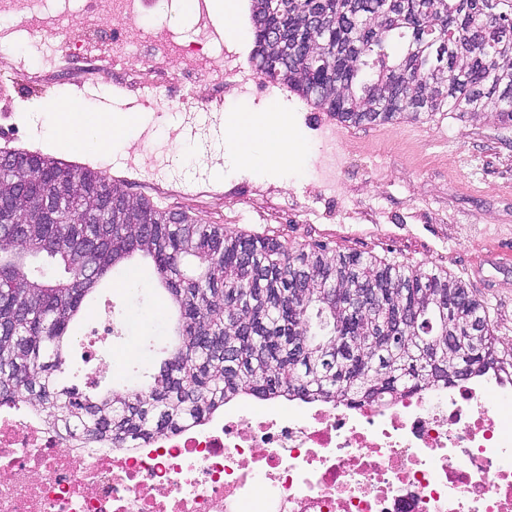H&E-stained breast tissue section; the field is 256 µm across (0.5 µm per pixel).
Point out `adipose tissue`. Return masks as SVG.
Wrapping results in <instances>:
<instances>
[{
    "instance_id": "adipose-tissue-1",
    "label": "adipose tissue",
    "mask_w": 512,
    "mask_h": 512,
    "mask_svg": "<svg viewBox=\"0 0 512 512\" xmlns=\"http://www.w3.org/2000/svg\"><path fill=\"white\" fill-rule=\"evenodd\" d=\"M32 109L51 118L46 135L54 145L65 149L105 154L115 148H132L137 143L133 132L136 118L130 112H55L46 102L34 103ZM293 143L294 131L287 113L277 109L226 113L224 168L215 177L223 179L228 171L287 173L297 157Z\"/></svg>"
}]
</instances>
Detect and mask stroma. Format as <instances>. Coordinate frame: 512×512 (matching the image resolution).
Here are the masks:
<instances>
[{
	"label": "stroma",
	"mask_w": 512,
	"mask_h": 512,
	"mask_svg": "<svg viewBox=\"0 0 512 512\" xmlns=\"http://www.w3.org/2000/svg\"><path fill=\"white\" fill-rule=\"evenodd\" d=\"M83 79L77 65L33 48L0 59V151L49 152L46 119L28 106L69 97ZM197 91L211 104L214 127L189 128L198 146L190 163L174 162L175 139L165 132L140 141L134 151L103 157L64 151L60 157L107 175L137 159L136 169L126 174L130 194L232 233L275 235L294 250L321 245L331 255L356 251L444 270L483 301L496 336L512 343V267L486 260L512 250V128L454 112L400 122L387 131L350 127L338 138L345 169L329 189L313 175L326 146L324 113L267 81L249 93L205 83ZM279 104L292 114L300 136L298 161L285 179L229 173L215 183L224 151L214 129L225 112H265ZM131 269L138 279L128 287ZM99 318L112 320V335H90V324ZM173 318L152 261L133 256L101 281L75 324L71 361L80 382L119 390L135 375L155 372ZM131 342L139 349L134 361L123 356Z\"/></svg>",
	"instance_id": "35a3bbf8"
}]
</instances>
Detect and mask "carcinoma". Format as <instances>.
<instances>
[{
  "label": "carcinoma",
  "mask_w": 512,
  "mask_h": 512,
  "mask_svg": "<svg viewBox=\"0 0 512 512\" xmlns=\"http://www.w3.org/2000/svg\"><path fill=\"white\" fill-rule=\"evenodd\" d=\"M251 2L259 74L354 127L447 110L512 127V0ZM11 156L0 169V404L23 403L61 432L135 448L243 395L356 406L512 375L484 303L443 270L291 251L135 200L99 170ZM137 253L154 263L181 344L141 386L83 392L67 379L70 324Z\"/></svg>",
  "instance_id": "1"
}]
</instances>
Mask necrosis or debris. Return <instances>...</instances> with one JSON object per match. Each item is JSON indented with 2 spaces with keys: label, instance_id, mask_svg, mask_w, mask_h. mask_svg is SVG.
<instances>
[{
  "label": "necrosis or debris",
  "instance_id": "obj_1",
  "mask_svg": "<svg viewBox=\"0 0 512 512\" xmlns=\"http://www.w3.org/2000/svg\"><path fill=\"white\" fill-rule=\"evenodd\" d=\"M42 0H0L38 48L99 73L137 67L144 105L202 113L195 86L217 65L245 75L238 54L217 62L224 35L197 0L193 41L144 26L145 0H91L98 24L74 26ZM191 62L172 94L158 63ZM0 512H512V380L487 372L397 400L342 407L320 399H237L139 448L80 444L25 405L0 406Z\"/></svg>",
  "mask_w": 512,
  "mask_h": 512
}]
</instances>
